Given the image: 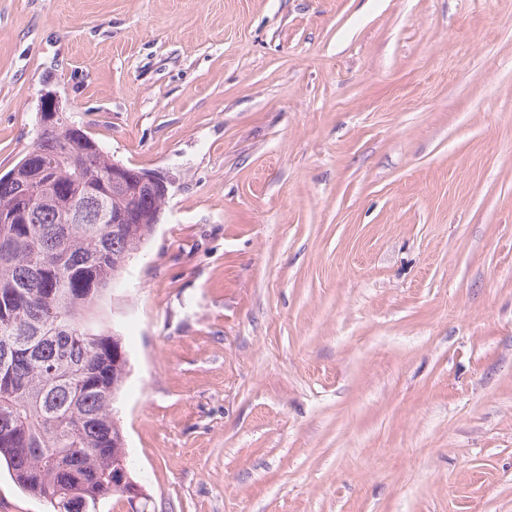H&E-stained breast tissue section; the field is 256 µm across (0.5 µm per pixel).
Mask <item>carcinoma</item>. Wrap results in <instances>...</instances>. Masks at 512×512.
<instances>
[{"instance_id":"1","label":"carcinoma","mask_w":512,"mask_h":512,"mask_svg":"<svg viewBox=\"0 0 512 512\" xmlns=\"http://www.w3.org/2000/svg\"><path fill=\"white\" fill-rule=\"evenodd\" d=\"M44 181L74 212L35 202ZM114 206L151 208L112 201V159L73 121L0 177V463L52 512H100L129 467L114 451L127 360L101 305L154 225L114 224Z\"/></svg>"}]
</instances>
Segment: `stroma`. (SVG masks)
<instances>
[{
	"instance_id": "1",
	"label": "stroma",
	"mask_w": 512,
	"mask_h": 512,
	"mask_svg": "<svg viewBox=\"0 0 512 512\" xmlns=\"http://www.w3.org/2000/svg\"><path fill=\"white\" fill-rule=\"evenodd\" d=\"M46 91L171 183L148 512H512V0H0V173Z\"/></svg>"
}]
</instances>
